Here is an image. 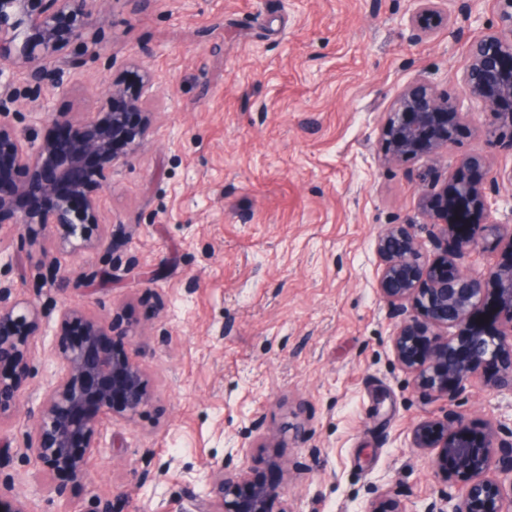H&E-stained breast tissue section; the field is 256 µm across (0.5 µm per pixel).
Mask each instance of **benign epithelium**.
Masks as SVG:
<instances>
[{
    "label": "benign epithelium",
    "mask_w": 512,
    "mask_h": 512,
    "mask_svg": "<svg viewBox=\"0 0 512 512\" xmlns=\"http://www.w3.org/2000/svg\"><path fill=\"white\" fill-rule=\"evenodd\" d=\"M112 0H0V77L7 64L23 70L28 86L41 91L49 86L65 90L70 79L49 62L67 59L74 45L97 44L95 21ZM496 27L469 46L463 98L440 95L421 79L397 94L380 127L379 141L385 162L399 164L416 155L441 161L458 128L469 123L472 106L487 110L483 134L512 144V0H495ZM470 0H412L408 16L417 35L429 36L448 28L464 34L458 19L471 17ZM126 94L112 83L100 99L95 115L79 119L68 112L47 115L65 129L69 142L46 140L36 145L21 140L11 123L12 98L0 91V168L22 173L25 180L0 177V218L7 216L25 233L48 234L54 252L44 253L43 281L66 278L59 254L113 249L121 233L99 227L94 190L117 158V142L134 149L144 142L150 121L141 97L128 98L140 113L136 128L125 124L114 106ZM486 165L479 157L457 161L442 197L422 198V208L440 226L431 239L444 248V258L425 261L414 224H388L377 235L379 259L377 288L389 316L400 319L391 337V351L413 382L453 405L467 384L479 380L492 390L512 396V208L498 220L499 191H486L466 172ZM37 195V205L17 211L14 198ZM502 249L506 259L477 270L465 259ZM498 283L499 303L486 307V284ZM60 328L83 325L84 338L67 342L54 352L55 371L46 388L26 447L48 469L66 471L77 481L85 474L86 456L103 444V427L114 416L132 420L153 398L149 379L137 359L117 356L108 339L115 332L113 319L87 317L75 304L49 301L38 307L16 296L15 285L0 281V423L20 401L23 382L31 370L34 337L52 314ZM413 447L433 452L435 472L449 480L448 491L427 502L421 512H512V417L493 419L474 432L462 415L450 412L441 422H421L411 434ZM167 467L145 466L137 479L144 485L165 479ZM206 491L186 494L196 512H288L279 486L245 472L231 452L203 476ZM363 512H407L389 490L371 500Z\"/></svg>",
    "instance_id": "benign-epithelium-1"
}]
</instances>
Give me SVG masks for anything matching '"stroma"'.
I'll list each match as a JSON object with an SVG mask.
<instances>
[{"mask_svg": "<svg viewBox=\"0 0 512 512\" xmlns=\"http://www.w3.org/2000/svg\"><path fill=\"white\" fill-rule=\"evenodd\" d=\"M463 38H416L410 0H112L98 19L102 43L75 47L66 91L26 94L14 71L12 124L27 140L53 137L52 112L88 113L113 80L144 93L154 113L148 140L119 157L100 189V221L125 227L114 287L79 280L107 264L105 251L63 256L66 288L42 284V252L0 226V247L28 258L22 298L54 297L120 320L115 352L136 355L155 398L135 420L106 424V446L85 478L51 475L26 446L66 338L50 322L34 342V367L16 410L0 423V460L29 512H195L187 481L236 448L268 476L275 444L288 473L290 512H361L385 489L419 512L446 489L431 453L411 445L422 421L462 414L481 430L494 404L512 403L482 383L446 407L413 383L390 348L394 322L377 288L374 240L389 224L437 228L420 207L451 175L419 156L382 161L381 118L423 78L462 96L470 40L495 21L494 0H473ZM151 75L142 88L143 75ZM477 109L448 157L473 155L490 183L512 168V147L481 133ZM436 167L434 181L420 175ZM170 463L166 482L140 485L145 460ZM69 488L58 499L56 484Z\"/></svg>", "mask_w": 512, "mask_h": 512, "instance_id": "stroma-1", "label": "stroma"}]
</instances>
